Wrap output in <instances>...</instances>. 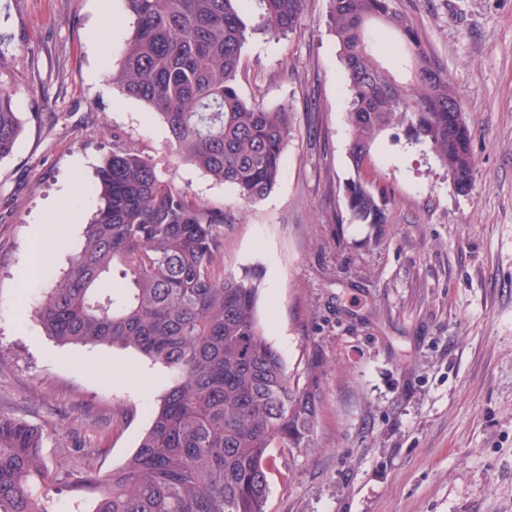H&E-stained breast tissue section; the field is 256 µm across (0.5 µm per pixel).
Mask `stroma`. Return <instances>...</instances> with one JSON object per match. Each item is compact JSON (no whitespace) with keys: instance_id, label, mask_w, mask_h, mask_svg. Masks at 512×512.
Here are the masks:
<instances>
[{"instance_id":"1","label":"stroma","mask_w":512,"mask_h":512,"mask_svg":"<svg viewBox=\"0 0 512 512\" xmlns=\"http://www.w3.org/2000/svg\"><path fill=\"white\" fill-rule=\"evenodd\" d=\"M451 76L472 129L477 184L456 194L422 155L382 136L369 171L388 223L355 224L346 85L327 26L330 0H305L287 39L247 46L239 89L289 105L294 135L270 194L172 164L168 133L107 75L129 35L112 0H0L11 34L5 81L23 119L0 160V413L43 428L49 468L120 466L164 391L161 365L133 350L61 345L32 318L46 281L22 278L35 251L64 273L84 241L34 243L47 212L83 216L102 156L121 133L171 168L191 196L223 209V273L262 272L258 315L290 373L322 364L312 448H275L267 512H512V0H400Z\"/></svg>"}]
</instances>
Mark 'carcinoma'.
Masks as SVG:
<instances>
[{"mask_svg":"<svg viewBox=\"0 0 512 512\" xmlns=\"http://www.w3.org/2000/svg\"><path fill=\"white\" fill-rule=\"evenodd\" d=\"M130 34L112 84L166 126L177 162L234 188L243 204L272 191L293 133L288 106L245 99L238 75L249 40L288 38L304 0H124ZM402 41L411 79L376 56L371 27ZM329 27L347 85L352 130L345 204L356 224L388 223L386 194L367 173L387 132L428 156L449 184L476 185L472 134L447 72L420 50L399 0H331ZM23 130L0 79V161ZM98 205L68 270L33 307L61 345L131 349L162 365L167 385L138 447L118 468L51 474L38 427L0 415V512H267L272 448L311 447L321 370L288 374L267 339L256 269L218 276L224 209L194 200L118 133L96 171Z\"/></svg>","mask_w":512,"mask_h":512,"instance_id":"obj_1","label":"carcinoma"}]
</instances>
